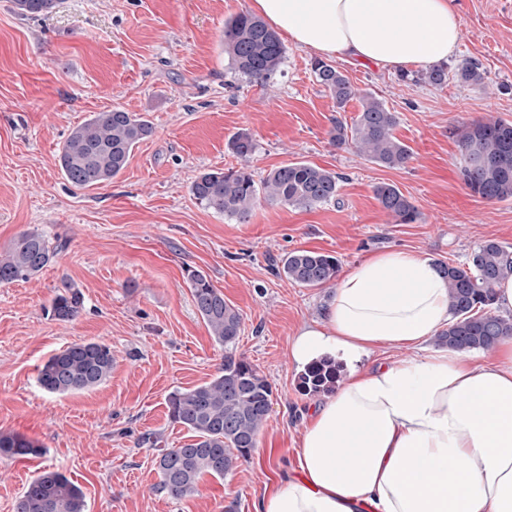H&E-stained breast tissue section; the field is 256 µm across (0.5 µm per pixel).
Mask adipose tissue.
I'll list each match as a JSON object with an SVG mask.
<instances>
[{"instance_id":"obj_1","label":"adipose tissue","mask_w":512,"mask_h":512,"mask_svg":"<svg viewBox=\"0 0 512 512\" xmlns=\"http://www.w3.org/2000/svg\"><path fill=\"white\" fill-rule=\"evenodd\" d=\"M269 25L320 57L390 70L448 60L461 20L452 0H253ZM450 319L433 263L402 250L349 268L325 316L294 339L306 364L382 343L419 347ZM298 473L256 512H512V337L476 366L439 350L355 373L314 408Z\"/></svg>"}]
</instances>
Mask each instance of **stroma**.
I'll use <instances>...</instances> for the list:
<instances>
[{"label": "stroma", "mask_w": 512, "mask_h": 512, "mask_svg": "<svg viewBox=\"0 0 512 512\" xmlns=\"http://www.w3.org/2000/svg\"><path fill=\"white\" fill-rule=\"evenodd\" d=\"M252 0H60L50 14L18 15L0 0V249L29 230L59 245L51 266L28 282L0 285V431L44 445L43 457L0 459V512L40 471L56 469L81 488L86 512H255L297 466L295 450L317 402L298 387L290 358L297 332L322 318L334 287L288 281L279 261L294 250L335 256L340 270L386 250L465 262L493 239L512 245V200L474 196L460 174L456 131L465 123L512 121V0H454L459 47L440 86L375 65L339 61L351 84L397 116L396 137L412 151L401 169L365 160L331 141L337 110L317 82L312 54L287 44L280 73L261 86L231 73L224 21ZM478 63L482 85L458 68ZM120 108L153 133L103 185L69 184L59 152L89 115ZM248 132L250 168L265 176L305 161L341 177L335 201L294 208L259 200L245 223L200 206L192 181L240 167L228 147ZM398 187L418 211L398 224L380 207L377 184ZM208 275L243 318L230 352L270 382L272 409L250 456L194 495L154 492L156 459L186 443L167 398L215 376L228 350L210 335L186 283ZM84 296L74 320L47 309L62 280ZM112 348L108 380L51 395L37 368L62 347Z\"/></svg>", "instance_id": "stroma-1"}]
</instances>
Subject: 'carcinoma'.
Masks as SVG:
<instances>
[{
  "mask_svg": "<svg viewBox=\"0 0 512 512\" xmlns=\"http://www.w3.org/2000/svg\"><path fill=\"white\" fill-rule=\"evenodd\" d=\"M58 0H13L15 11L31 18L52 12ZM286 49L276 31L260 18L241 11L224 23V54L234 72L264 84L280 71ZM317 82L343 108L351 99L361 101L352 123L336 122L332 141L349 145L366 160L387 168L404 167L409 148L394 134L397 119L372 93L358 90L336 67L323 60L312 62ZM151 124L131 112L115 108L96 112L74 127L66 138L59 162L63 176L77 187L104 184L127 166L135 147L151 136ZM462 152V178L471 193L486 201L512 198V123L490 118L457 129ZM229 149L242 160L255 151L250 134L241 132ZM341 176L317 165L296 161L281 165L256 180L248 165L234 170H210L191 184L193 197L205 208L239 222L264 197L286 206L311 208L336 200ZM375 196L381 208L399 224H410L418 213L397 187L380 184ZM58 246L40 232L21 234L0 252V284L27 282L51 265ZM448 288L450 320L436 343L459 352L491 351L505 336H512V316L491 309L495 288L512 277V246L487 240L462 265L437 262ZM338 260L329 254L296 250L282 259V272L291 281L319 287L336 279ZM196 312L210 334L224 347L235 345L241 331L239 311L224 299L200 270L187 274ZM83 309L81 292L62 282L52 299L50 314L71 321ZM112 348L96 341L72 343L53 353L38 368L37 383L50 394L66 395L95 388L112 373ZM343 366L332 358L312 363L299 376L308 393L332 392L341 380ZM272 387L252 365L233 353L208 382L168 396L171 419L191 432V440L168 448L156 461L157 493L185 497L198 491L206 475L224 477L238 460L256 447L257 436L269 415ZM38 442L17 433L0 432V457L32 458L43 455ZM14 512H85L82 490L57 470L45 469L17 498Z\"/></svg>",
  "mask_w": 512,
  "mask_h": 512,
  "instance_id": "obj_1",
  "label": "carcinoma"
}]
</instances>
